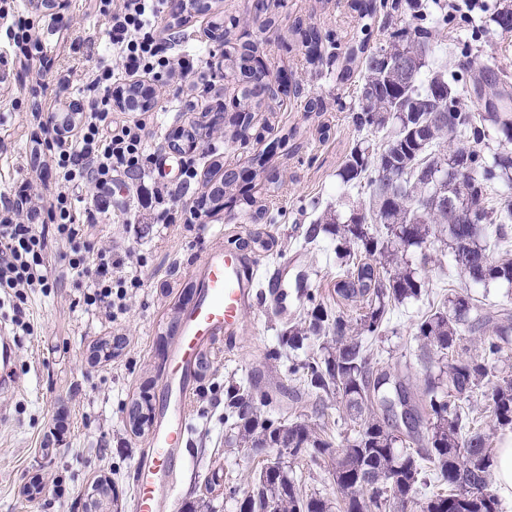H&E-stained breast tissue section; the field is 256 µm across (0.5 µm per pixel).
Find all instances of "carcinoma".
<instances>
[{
	"mask_svg": "<svg viewBox=\"0 0 512 512\" xmlns=\"http://www.w3.org/2000/svg\"><path fill=\"white\" fill-rule=\"evenodd\" d=\"M353 7L362 20L384 13L381 38L369 44L372 29L363 24L338 79H351L357 64L353 122L360 131L384 133L385 142H357L338 173L343 186L367 189L368 205L317 218L302 246L316 247L322 233L336 239L345 270L334 292L360 313L352 319L335 312L310 291L308 318L282 331L269 358L288 361L289 374L340 400L356 435L339 447L323 428L262 414L273 401L269 392L229 387L224 423L236 430V442L279 449L255 472L239 512H332L331 502L306 494L288 475L285 459L305 453L331 463L342 512H405L428 475L437 492L421 512H502L490 488L495 460L488 437L463 403L480 398L493 427L512 429V375H498L495 366L512 344V312L487 308L467 293L455 294L446 310L425 312L415 331L424 366L417 398L399 374L379 365L371 342L385 335L395 307L421 299L420 272L436 241H446L448 263L467 281L512 284V259H492L512 246V149L487 152L493 133L512 145V82L504 71L476 63L463 42L451 66L430 62L433 33L448 28L441 0H353ZM254 53L247 44L224 51V81L238 88V140L248 138L251 110L261 104L244 81V63ZM463 90L478 109L465 104ZM235 186V177L224 176L211 202H237ZM465 202L473 207L471 221L459 222L453 210ZM311 336L323 339L320 352L289 359L287 350L301 349ZM436 355L448 359L437 372ZM152 414L146 400L129 418L140 427Z\"/></svg>",
	"mask_w": 512,
	"mask_h": 512,
	"instance_id": "cac0c4a2",
	"label": "carcinoma"
}]
</instances>
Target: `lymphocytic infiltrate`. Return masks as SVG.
Instances as JSON below:
<instances>
[{"label": "lymphocytic infiltrate", "instance_id": "lymphocytic-infiltrate-1", "mask_svg": "<svg viewBox=\"0 0 512 512\" xmlns=\"http://www.w3.org/2000/svg\"><path fill=\"white\" fill-rule=\"evenodd\" d=\"M170 0H93V8L109 21L108 40L121 69H98L92 85L95 97L78 108L76 117L64 124L42 111V93L32 89L29 108L31 139L46 145V163L55 171L57 190L46 207L30 206L26 188L13 198L0 201V297L12 303L16 332L29 333L23 318L28 290L49 285L52 256H60L74 276L83 278L87 308L113 319L127 295L125 263L111 250L92 242V224L97 214L109 208L106 197L94 207L77 213L68 193L70 185L89 182L103 191L115 173L142 178L149 149L146 124L138 108L119 102L114 84L129 77L157 80L174 72L197 71L200 57L183 53L173 56L161 38V23ZM9 18L6 36L14 47V61L27 65L44 54V46L33 21L9 15L0 4V18Z\"/></svg>", "mask_w": 512, "mask_h": 512}]
</instances>
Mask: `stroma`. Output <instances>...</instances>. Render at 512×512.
I'll return each mask as SVG.
<instances>
[{"label":"stroma","mask_w":512,"mask_h":512,"mask_svg":"<svg viewBox=\"0 0 512 512\" xmlns=\"http://www.w3.org/2000/svg\"><path fill=\"white\" fill-rule=\"evenodd\" d=\"M210 11L192 14L189 23L166 17L162 36L173 52L205 46L214 20L230 19L232 42L252 43L271 72L286 71L299 83L300 94L263 100L252 118L261 141L241 145L232 121L222 131L208 125L207 111L230 102L233 93L223 80L207 86L212 72L224 69L220 49L203 56L201 72L161 84L145 80L153 93L148 121L149 143L155 153L152 166L163 171L168 192L163 207L169 223H153L148 212L131 209L130 198L112 194L110 208L94 227L99 245L116 255L132 254L138 285L129 289L122 314L113 322H100L85 308L75 277L61 264L51 276L56 287L31 295L26 314L34 327L15 339L17 383L0 392V512H83L93 496V484L108 480L119 492L117 503L103 512H134L135 466L147 449L150 431L134 432L129 412L142 399L158 401L165 353L175 334L172 325L189 302V288L208 250L216 244L236 248L247 242V255L261 263L262 273L287 262L283 283L288 293V314L279 316L269 304L253 303L232 347L216 341L206 349L207 370L200 373L189 400V444L177 489L171 495L172 512L194 502L199 512H237L229 487L248 490V480L262 460L236 444L224 424V388L252 381L272 393L273 416L309 420L326 425L336 444L354 435L335 399H320L300 389L284 362L269 360L278 338L289 324L305 318L307 307L298 286L307 278L312 290L335 300L336 243L323 237L317 251L302 249L300 235L320 212L348 210L352 203H367L366 192L344 191L337 173L352 146L362 139L352 120L356 81H340L344 61L332 54L309 60L302 29L354 41L360 21L352 0H267V14L275 19L264 29L251 9L253 0H212ZM41 39L47 48L44 61L27 68L13 62L7 42L0 41V195L15 185H29L32 202L47 201L54 189L44 159L46 146L34 144L21 101L34 84L43 88V105L52 112L66 111L71 100L89 97L94 72L110 58L103 45L108 23L89 0H69L63 20L69 31L55 28L49 13L40 11ZM486 13L476 14L470 29L478 62L503 68L512 76V32L484 30ZM92 37V51H73L75 38ZM321 109L308 111V101ZM196 128L194 142L183 130ZM198 173L182 177L183 169ZM247 169L255 174L248 194L264 205L265 218L254 219L247 205L214 210L200 208L217 177L216 170ZM280 173L277 189L265 188V175ZM194 223H187L190 209ZM426 277L430 291H468L491 308H512V285L494 282L470 286L448 264V250L434 245ZM422 303L408 302L390 315L388 330L373 348L383 366L415 377L421 374L415 324ZM117 339L112 356L95 355L102 340ZM288 473L307 492L337 502L331 467L304 456L292 461Z\"/></svg>","instance_id":"35a3bbf8"}]
</instances>
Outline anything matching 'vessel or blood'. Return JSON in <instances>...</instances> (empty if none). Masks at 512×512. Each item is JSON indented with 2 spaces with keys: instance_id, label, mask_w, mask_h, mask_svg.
Here are the masks:
<instances>
[{
  "instance_id": "vessel-or-blood-1",
  "label": "vessel or blood",
  "mask_w": 512,
  "mask_h": 512,
  "mask_svg": "<svg viewBox=\"0 0 512 512\" xmlns=\"http://www.w3.org/2000/svg\"><path fill=\"white\" fill-rule=\"evenodd\" d=\"M255 262L238 252L216 246L204 260L198 294L176 320V338L161 377L162 394L146 458L134 483L137 512H167L158 496L159 483H172L181 471L179 450L186 439L188 402L196 382L199 356L216 337L233 341L242 314L255 297L268 300L279 315H287L282 287L287 263H280L265 290H258Z\"/></svg>"
}]
</instances>
